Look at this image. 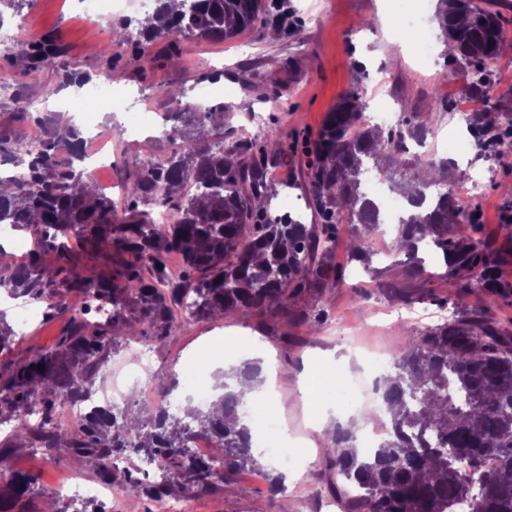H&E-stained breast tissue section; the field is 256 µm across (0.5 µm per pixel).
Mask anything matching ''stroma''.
Masks as SVG:
<instances>
[{"label":"stroma","mask_w":512,"mask_h":512,"mask_svg":"<svg viewBox=\"0 0 512 512\" xmlns=\"http://www.w3.org/2000/svg\"><path fill=\"white\" fill-rule=\"evenodd\" d=\"M310 2L287 0L292 33L285 37L269 39L268 29L258 26L224 42L184 39L177 60L145 72L131 66L129 54H122L110 75L108 94L94 108L97 122L112 127V166L97 178V186L113 201L122 202L128 172L147 160H164L173 149L167 133L133 138L113 124L112 110L121 97L160 117L176 109L165 93L167 87L206 79L212 84L213 108L224 114L225 142L239 139L249 126L255 145H264L265 133L273 131L296 146L264 171L272 195L269 216L317 224L321 215L308 203L309 142L316 139L326 114L348 94H358L375 126L381 123V104L389 101L408 119L435 116L439 142L455 143L448 156L450 185L459 186L469 174L484 177L482 196L470 200L468 208L482 215L475 237L496 253L498 289L488 292L474 274L429 280L410 277L396 237L375 238L369 251L376 277H369L359 263L347 262L341 252L337 260L347 265L344 282L295 297L287 313L263 311L246 317L215 313L187 319L160 339L148 335L144 343L154 351L152 382L159 389L180 381L177 359L201 341L259 342L258 351L236 355L234 363L272 360L267 398L274 402L289 439L308 445L297 469L286 471L280 495L270 493L261 472L217 462L224 478L211 488L190 491L192 512H281L286 500L292 504L291 512H322V501L335 498L336 473L325 451L328 436L318 431L316 421L324 409L337 408L339 402L332 395L303 398L314 366L360 380L368 351L395 352L407 337L455 319H473L512 334V236L504 231L512 215V155L476 156L468 147L469 133L460 130L457 115L448 110L449 104H462L461 92L469 76L448 62L436 21L437 0H421L417 5L412 0H320L318 13L308 12ZM413 7L434 43V60L426 72L410 56V32L399 24ZM83 12L84 0H24L20 9L0 12V30L16 31L22 20L28 27L0 47V137L44 134V127L33 124L25 112L28 101L38 102L42 112L63 114L76 125L81 122L75 108L79 97L69 88H58L55 69H29L26 58L32 45L59 37L72 69L96 82L103 70L99 51L113 28L143 15L131 8L94 26ZM51 87L56 90L52 96L47 93ZM405 294L411 296V305L402 302ZM337 320L347 324L340 336L330 329ZM67 323V316L60 315L42 320L26 335L12 336L8 348L0 352V362H22L54 348ZM11 473L32 475L36 482L24 496H15L7 481ZM74 479L90 484L95 477L84 459L67 449H10L0 458V512H71L58 488Z\"/></svg>","instance_id":"35a3bbf8"}]
</instances>
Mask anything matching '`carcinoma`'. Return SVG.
<instances>
[{
    "label": "carcinoma",
    "mask_w": 512,
    "mask_h": 512,
    "mask_svg": "<svg viewBox=\"0 0 512 512\" xmlns=\"http://www.w3.org/2000/svg\"><path fill=\"white\" fill-rule=\"evenodd\" d=\"M279 7L280 0H180V10L171 15L165 0H155L140 28L125 23L112 29L111 42L101 50L106 73L122 47L132 46L141 69L153 68L177 58L184 38H235ZM437 21L455 47L454 62L473 77L465 94L484 104L466 117L467 129L482 151L490 152L500 144L502 130L490 63L503 46L508 19L499 0H468L463 6L459 0H440ZM161 40L165 45L158 54L141 52ZM63 56L60 41L48 38L32 48L28 65L56 67L63 85L86 80ZM165 93L179 107L169 119L193 122L206 136L161 162L146 161L129 175L128 201L121 210L99 189L78 190L87 176L75 161L83 144L76 128H57L31 147L26 138H0V164L22 173L19 179L0 177V225L31 233L39 247L56 256L51 268L35 251L23 265H0V289L13 298L40 301L53 314L66 311L65 296L85 297L82 318L55 349L0 370V418L13 422L7 440L48 450L64 447L94 462L99 481L116 478L112 462L145 452L162 462L163 474L181 488L203 490L224 475L211 461L185 451L196 431L217 440L216 458L261 468L239 415L245 393L227 383L207 411L188 412L187 422L163 410L144 419L114 410L65 428L58 423L57 408L75 386L91 389L87 361L109 346L116 332L137 336L142 323L167 332L173 328V307L187 298L196 315H245L254 309L285 311L306 291L336 287L342 281L334 263L339 219L352 226L350 259L371 269L364 243L378 231L379 218L371 199L359 191L368 162L409 203L397 240L410 276L426 275L417 255L428 246L442 253L444 276L474 272L491 288L496 258L448 229L450 213L458 225L467 220L452 187L444 186L448 162L411 154V145L423 144L433 131L429 115L383 136L369 126L357 96L342 99L318 133L310 177L323 223L293 224L269 220L256 210L264 168L280 155L266 152L257 159L246 138L224 148L221 128L206 125L215 113L194 111L181 87ZM412 163L428 178H406ZM141 204L169 209L173 222L155 224ZM75 234L91 250L107 252L109 274L72 264L66 240ZM172 253L182 260L178 276L168 267ZM130 298L143 306L133 319L124 312ZM395 369L384 387L390 432L378 448L361 452L351 431L339 427L330 439L327 453L341 479L336 497L342 512H512V335L454 320L407 337L396 351ZM34 403L41 411L37 424L28 419ZM139 474L135 464L122 471L127 512H141L143 499L170 492L168 484L146 483Z\"/></svg>",
    "instance_id": "obj_1"
}]
</instances>
